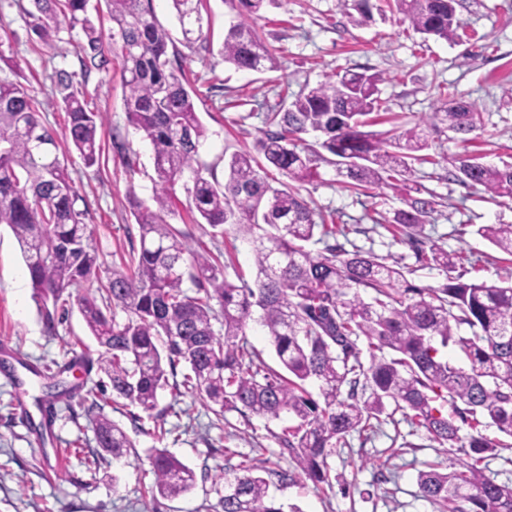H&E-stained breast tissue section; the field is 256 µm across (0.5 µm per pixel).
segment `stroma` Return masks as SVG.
<instances>
[{"label":"stroma","mask_w":512,"mask_h":512,"mask_svg":"<svg viewBox=\"0 0 512 512\" xmlns=\"http://www.w3.org/2000/svg\"><path fill=\"white\" fill-rule=\"evenodd\" d=\"M29 6V0H0V79L23 84L42 102V119L66 154L78 205L88 211L99 260L106 269L121 266L139 246L127 196L152 200V146L127 120L117 53H106L99 66L82 63L77 49L82 32L65 22L52 43L42 42L25 13ZM371 11V21L359 26L340 0H282L267 7L257 28L278 48L279 68L250 72L225 66L219 49L233 15L224 0H203L207 38L185 50L183 59L207 129L201 160L213 165L216 179H223L225 157L252 149L265 128L264 104L275 101L281 90L294 95L345 72L378 75V96L388 114L376 130L419 123L431 145L432 162L414 164L411 176L421 187V198L434 203L425 236L462 256L465 279L497 282L511 276L512 263L475 230L481 224H512V207L495 204L459 182L451 174V162L469 154L490 165L512 163V0H460L457 36L451 41L416 32L386 0H371ZM61 74L82 93L89 109L101 115V152L94 166H86L66 141L67 115L55 91ZM452 99L475 103L482 114L481 128L468 137L429 121ZM319 172L301 193L316 211L349 226V234L337 236L336 245L386 256L407 270L416 285L443 283L439 270L421 266L415 244L393 237L369 218L376 211L393 217L406 208L408 191L385 186L355 191L334 166L321 165ZM168 221L187 232L193 250L220 253L229 279L253 284V252L247 241L231 231L216 235L210 225L195 223L183 204ZM66 303L55 330L47 331L20 247L9 227L1 225L0 512H213L224 487L220 475L237 464L241 453L260 470L270 471V493L285 512H438L419 493V472L432 466L444 472L467 459L465 449L440 446L398 411L384 419L377 433L354 431L337 444L327 458L334 486L314 485L291 457L281 454L274 435L281 432L282 422L235 411L219 422L203 398L169 388L159 391L150 415L118 397L75 298ZM82 350L90 352L92 365L76 366L65 378L83 390L55 404L51 433L39 436L40 372ZM21 389L27 392L23 412L16 406ZM99 414L119 424L132 443L120 459L99 454L91 424ZM155 448L194 470L193 490L176 498L143 495L142 473ZM96 455L101 461L95 466L91 460ZM282 471L287 481L279 480Z\"/></svg>","instance_id":"obj_1"}]
</instances>
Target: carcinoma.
Here are the masks:
<instances>
[{"label": "carcinoma", "instance_id": "1", "mask_svg": "<svg viewBox=\"0 0 512 512\" xmlns=\"http://www.w3.org/2000/svg\"><path fill=\"white\" fill-rule=\"evenodd\" d=\"M33 29L44 42L53 39L59 18L81 26L85 55L104 56L102 32L90 15V0H31ZM112 22L109 39L119 52L128 122L143 132L153 149L156 189L152 205L131 195L140 248L120 269L101 280L89 244L86 212L58 143L41 118V103L29 91L0 80V224L7 225L24 255L31 288L48 331L55 330L56 304L69 288L95 278L96 298L77 295L86 325L104 349L112 391L151 413L167 372L183 362L185 391L213 406L219 422L229 411L268 420L286 414L295 424L274 435L281 453L295 459L315 484L333 487L329 449L355 430L376 431L389 406L405 412L432 440L468 448L471 461L446 473H419L421 496L443 512H512V485L488 478L481 463L500 442L481 433L484 421L512 438V283L461 281L453 275L460 256L432 243L421 250L423 266L445 276L438 287L406 283L401 268L383 256L358 248L348 251L309 243L346 234L329 224L299 192L319 177L320 164L338 158L355 162L337 175L347 187H398L407 184L415 163H432L419 126L399 133L367 131L373 115L384 110L377 96V75L345 73L298 94L289 105L267 106L268 130L254 152H235L224 160V183L209 180L198 159L206 129L195 109L194 90L169 49L167 30L157 20L152 0H106ZM181 25L184 47L205 39L198 4L170 0ZM276 0H225L235 20L224 31L220 54L236 70L273 71L276 49L265 43L250 20ZM459 0H393L396 12L423 35L451 40ZM67 114V138L85 164L99 160L101 126L97 113L72 83L56 86ZM448 129L467 135L481 115L474 105L457 102L435 113ZM317 133L314 143L302 135ZM288 182L275 188L266 169ZM454 176L479 187L502 205L512 201V165H487L474 156L457 159ZM190 210L214 229L232 226L251 245L255 287L238 286L219 259L190 250L186 234L169 224L177 188ZM385 228L410 242L423 234L432 202L413 199ZM477 234L512 258V224H482ZM190 281L199 295L184 289ZM372 295L365 299L359 290ZM53 300L54 307L47 301ZM121 309L119 322L98 301ZM222 325L218 334L213 322ZM263 327L286 374L268 368L246 339V328ZM467 326L470 334L459 333ZM365 337L371 361L364 366L357 340ZM453 346L467 367L448 361ZM44 397L70 398L81 389L60 374L44 376ZM319 383L318 395L306 382ZM453 413L443 411V404ZM464 408H459L458 404ZM469 425L460 435L454 416ZM99 448L118 459L132 447L126 433L105 416L94 420ZM153 481L144 492L175 497L189 491L195 473L173 455L153 449ZM221 512H283L269 493V481L245 459L224 472Z\"/></svg>", "mask_w": 512, "mask_h": 512}]
</instances>
